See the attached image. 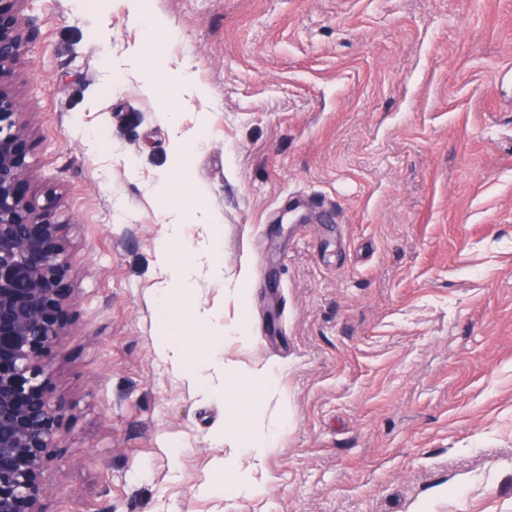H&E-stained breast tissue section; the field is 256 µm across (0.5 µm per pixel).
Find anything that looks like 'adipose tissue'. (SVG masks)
Here are the masks:
<instances>
[{"instance_id":"ef3b65f1","label":"adipose tissue","mask_w":512,"mask_h":512,"mask_svg":"<svg viewBox=\"0 0 512 512\" xmlns=\"http://www.w3.org/2000/svg\"><path fill=\"white\" fill-rule=\"evenodd\" d=\"M167 126L174 146V169L178 174L179 189L173 209L174 222L158 248V258L166 279L155 293V306L159 313V330L164 339L162 351L184 375L191 385L209 392L208 372L214 365L219 347L216 329L217 315L192 301L195 286L187 275L193 261L194 246L184 238L185 217L200 218L205 213L201 190L193 178L189 153L198 142V134L184 130L179 113L165 112ZM286 417L271 419L268 424L251 435H241L233 427H225L224 444L233 448L234 456L226 458L216 468V477L210 489L226 495L236 493L242 480H228L227 475L236 467L238 458L262 460L268 448L274 447L286 425Z\"/></svg>"}]
</instances>
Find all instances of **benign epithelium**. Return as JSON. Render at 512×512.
I'll use <instances>...</instances> for the list:
<instances>
[{
  "instance_id": "7a95c632",
  "label": "benign epithelium",
  "mask_w": 512,
  "mask_h": 512,
  "mask_svg": "<svg viewBox=\"0 0 512 512\" xmlns=\"http://www.w3.org/2000/svg\"><path fill=\"white\" fill-rule=\"evenodd\" d=\"M0 0V512H44L64 411L46 362L67 334L64 225L23 191L30 145L4 78L22 55L15 5Z\"/></svg>"
}]
</instances>
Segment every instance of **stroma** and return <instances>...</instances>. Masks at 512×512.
I'll use <instances>...</instances> for the list:
<instances>
[{
	"label": "stroma",
	"mask_w": 512,
	"mask_h": 512,
	"mask_svg": "<svg viewBox=\"0 0 512 512\" xmlns=\"http://www.w3.org/2000/svg\"><path fill=\"white\" fill-rule=\"evenodd\" d=\"M22 0L11 85L26 193L64 224L65 412L45 512H512V0ZM191 61L203 100L149 96ZM201 124L194 176L225 278L195 299L245 317L289 424L256 489L208 490L245 385L207 397L159 355L157 245L177 182L161 111ZM105 129L90 148L85 136ZM125 2L129 7L132 18L144 28L147 35H152L164 27L165 22L161 16L144 12L142 9V1L125 0Z\"/></svg>",
	"instance_id": "1"
}]
</instances>
